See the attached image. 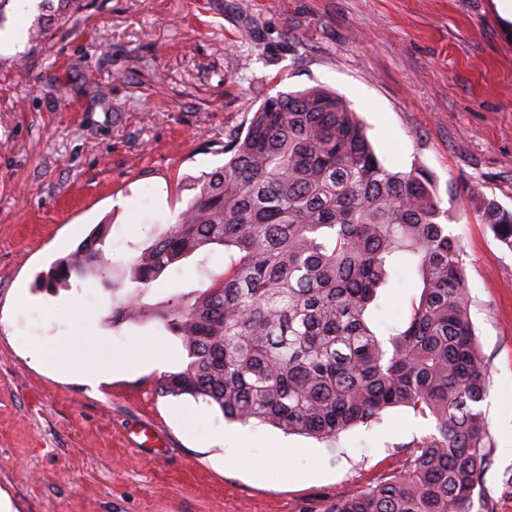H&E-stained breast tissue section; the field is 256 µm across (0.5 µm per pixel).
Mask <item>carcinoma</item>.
Segmentation results:
<instances>
[{"instance_id": "obj_1", "label": "carcinoma", "mask_w": 512, "mask_h": 512, "mask_svg": "<svg viewBox=\"0 0 512 512\" xmlns=\"http://www.w3.org/2000/svg\"><path fill=\"white\" fill-rule=\"evenodd\" d=\"M224 154L223 168L196 178L176 222L133 256L134 293L112 314L114 323L155 321L181 340L188 362L159 390L201 398L229 422L325 441L410 408L435 431L413 441L400 470L322 512H493L485 475L495 448L479 409L487 361L461 245L430 172L385 166L350 103L321 87L262 96ZM472 200L512 251V211L479 190ZM108 232L97 226L43 287L88 277L116 287ZM211 245L228 261L210 288L163 307L142 301L170 267ZM399 266L421 293L384 340L371 310Z\"/></svg>"}]
</instances>
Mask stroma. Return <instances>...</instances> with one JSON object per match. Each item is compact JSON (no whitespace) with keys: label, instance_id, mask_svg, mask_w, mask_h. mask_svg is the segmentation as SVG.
<instances>
[{"label":"stroma","instance_id":"35a3bbf8","mask_svg":"<svg viewBox=\"0 0 512 512\" xmlns=\"http://www.w3.org/2000/svg\"><path fill=\"white\" fill-rule=\"evenodd\" d=\"M16 29L22 42L0 53V495L13 512H317L396 472L433 430L403 407L333 442L253 422L249 454L225 464L223 413L159 390L187 363L178 337L113 323L127 289L38 285L98 224L112 227L105 252L121 276L174 222L191 179L223 167L224 136L246 130L260 91L315 86L346 97L387 167L434 178L489 365L486 487L495 512H512V251L470 202L477 186L512 210L505 0H75L56 16L0 0V33ZM225 262L222 247L203 249L143 300L193 298ZM419 295L395 272L376 331L399 328ZM99 336L130 368L94 389L79 350ZM158 341L166 366H142ZM144 422L159 446H135Z\"/></svg>","mask_w":512,"mask_h":512}]
</instances>
